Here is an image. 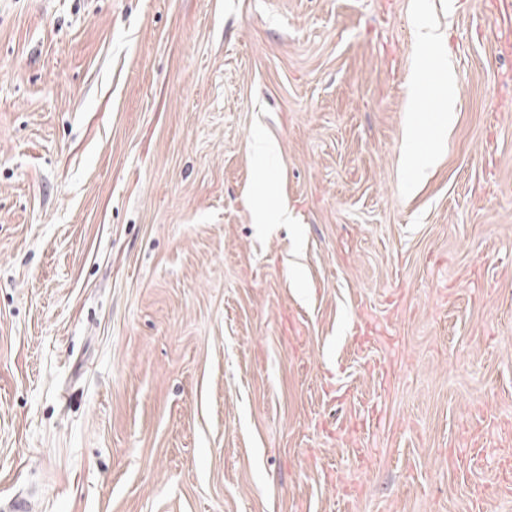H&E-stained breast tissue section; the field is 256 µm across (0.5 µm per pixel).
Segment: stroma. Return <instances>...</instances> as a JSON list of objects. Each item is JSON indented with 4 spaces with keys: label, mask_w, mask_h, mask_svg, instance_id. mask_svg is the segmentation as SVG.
I'll use <instances>...</instances> for the list:
<instances>
[{
    "label": "stroma",
    "mask_w": 512,
    "mask_h": 512,
    "mask_svg": "<svg viewBox=\"0 0 512 512\" xmlns=\"http://www.w3.org/2000/svg\"><path fill=\"white\" fill-rule=\"evenodd\" d=\"M21 494L512 512V0H0Z\"/></svg>",
    "instance_id": "1"
}]
</instances>
